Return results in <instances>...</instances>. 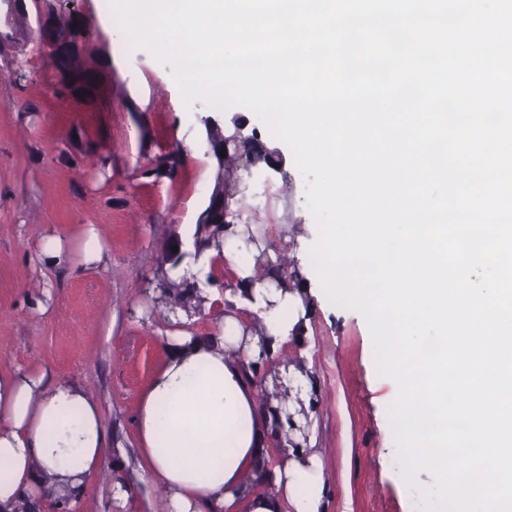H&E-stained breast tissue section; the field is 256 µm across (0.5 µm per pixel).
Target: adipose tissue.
Segmentation results:
<instances>
[{"label": "adipose tissue", "mask_w": 512, "mask_h": 512, "mask_svg": "<svg viewBox=\"0 0 512 512\" xmlns=\"http://www.w3.org/2000/svg\"><path fill=\"white\" fill-rule=\"evenodd\" d=\"M248 305L262 335H247L234 314L219 333L199 341L175 337L137 411L141 451L168 492V512H320L324 466L315 452L286 449L271 490L251 486L259 471L270 418L245 369L260 343L278 347L295 333L291 293L256 285ZM111 446L97 402L79 385L45 374L0 373V512L52 489L83 494Z\"/></svg>", "instance_id": "ef3b65f1"}]
</instances>
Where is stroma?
<instances>
[{
	"label": "stroma",
	"mask_w": 512,
	"mask_h": 512,
	"mask_svg": "<svg viewBox=\"0 0 512 512\" xmlns=\"http://www.w3.org/2000/svg\"><path fill=\"white\" fill-rule=\"evenodd\" d=\"M66 8L94 33L93 95L55 94L31 44L17 57L31 83L0 81V371L70 380L98 402L112 435L107 462L130 492L116 499L104 478H93L77 499L80 512H163L133 414L171 337L215 334L232 298L223 284L239 267L227 264L214 270L200 311L175 327L153 281L175 241L192 233L216 181L201 133L203 117L220 112L186 104L171 66L144 48L126 50L128 36L106 0H68ZM250 121L286 164L280 173L238 168L236 207L314 283L309 251L318 226L305 179L288 145L258 116ZM90 228L101 256L74 265ZM49 238L62 244L60 263L41 256ZM276 354L314 382L305 432L328 480L321 512H413L414 487L434 479L423 471L408 485L395 465L393 379L378 366L365 318L311 299L304 332Z\"/></svg>",
	"instance_id": "stroma-1"
}]
</instances>
